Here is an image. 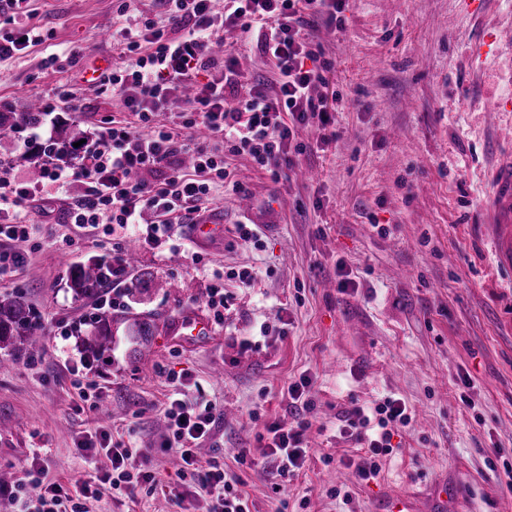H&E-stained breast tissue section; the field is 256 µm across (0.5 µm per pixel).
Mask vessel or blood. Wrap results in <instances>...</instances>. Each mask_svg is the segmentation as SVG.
Returning a JSON list of instances; mask_svg holds the SVG:
<instances>
[{
	"mask_svg": "<svg viewBox=\"0 0 512 512\" xmlns=\"http://www.w3.org/2000/svg\"><path fill=\"white\" fill-rule=\"evenodd\" d=\"M486 224L494 234V254L504 268L512 269V146H502L495 155L489 187L480 204ZM192 236L198 243H209L224 236V214L214 211L194 225ZM168 333L183 343H199L213 335L214 329L200 310L174 318Z\"/></svg>",
	"mask_w": 512,
	"mask_h": 512,
	"instance_id": "1",
	"label": "vessel or blood"
}]
</instances>
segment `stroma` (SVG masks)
I'll return each instance as SVG.
<instances>
[{"instance_id":"1","label":"stroma","mask_w":512,"mask_h":512,"mask_svg":"<svg viewBox=\"0 0 512 512\" xmlns=\"http://www.w3.org/2000/svg\"><path fill=\"white\" fill-rule=\"evenodd\" d=\"M31 0L32 21L50 31L36 46L0 62V112L44 103L39 123L0 132V160L27 175L38 158L24 142L89 136L106 117L124 119L118 96L93 78L119 60V33L148 17L158 0ZM333 68L316 89L334 107L336 136L298 127L292 165L272 177L249 156L229 159L238 190L216 201L224 238L191 252L158 250L129 239L138 255L122 276V299L109 315L112 352L99 363L100 405L89 412L65 358L84 355L94 329V299L78 298L70 264L106 257L108 238L67 224V193L51 223H35L41 245L26 268L0 277V297L23 293L37 314L42 348L0 349V469L16 470L39 450L51 481L78 491L90 468L74 434L100 425L146 449L161 482H176L177 458L164 449L163 410L170 373L188 370L221 409L201 463L213 457L241 479L252 512H380L403 495L425 512L440 490L448 512H512L504 462H512V272L494 256L480 201L497 138L512 131V112L489 100L512 98V0H349L343 25L311 20L305 28ZM238 70L272 82L256 41L234 29L218 35ZM75 50L77 66L48 64L49 52ZM81 89L82 111L60 92ZM264 218L261 245L242 244L233 226L244 203ZM257 278L242 285L235 271ZM354 287L340 288L342 277ZM224 285V322L203 344L168 334L172 318L204 308L212 284ZM78 325L56 336L49 322ZM153 324L141 348L136 321ZM287 335H279V328ZM312 380L309 453L302 472L273 488L260 464L257 436L267 422H292L289 382ZM413 411L392 438L378 480L359 482L342 459L356 444L339 436L340 418L384 397ZM250 459L238 461V449ZM349 487L351 504L331 497ZM90 512H177L169 495L132 498L104 490Z\"/></svg>"}]
</instances>
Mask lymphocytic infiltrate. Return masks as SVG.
<instances>
[{"label": "lymphocytic infiltrate", "mask_w": 512, "mask_h": 512, "mask_svg": "<svg viewBox=\"0 0 512 512\" xmlns=\"http://www.w3.org/2000/svg\"><path fill=\"white\" fill-rule=\"evenodd\" d=\"M167 28L143 20L136 32H125L122 61L100 72L95 82L119 96L129 121H101L90 138L65 162L48 158L38 181L18 178L0 162V277L28 265L33 248L32 215H46L50 190L83 188L72 198L68 223L102 230L112 239V278L120 280L124 264V232L137 224L143 211L156 220L141 234L145 245L159 248L169 240L174 219H197L203 205L229 177L228 158L246 155L261 169L277 174L289 162L288 148L297 126L313 122L321 127L335 117L323 97L314 96L331 64L306 42L301 30L308 19L341 21L348 0H231L224 13H215L211 0H159ZM24 0H0V60L46 43L48 35L29 23ZM176 36H169V29ZM227 28L256 33L261 56L271 65L274 85L260 82L244 87L231 53L216 55L213 38ZM184 100L187 116L178 120L172 106ZM204 128L205 139L187 143L182 129ZM191 155L184 167L183 155ZM168 167V174L150 180V173ZM173 390L164 410L168 434L165 447L174 449L180 479L197 484L207 494L204 512H252L239 488L240 478L225 470L223 461L198 462V449L209 440L218 407L205 390L194 385L190 372L172 379ZM311 382L302 376L287 386L293 423L275 420L265 425L258 440L262 457L280 477L302 470L307 450L306 418L311 408ZM412 412L405 402L386 397L372 411L358 407L345 415L341 435L360 446L346 467L368 483L378 478L382 463L394 448L395 430L408 427ZM76 453L95 472L72 495L58 482H45V464L31 454L8 492L23 503V512H88L86 502L103 486L133 496L142 487L156 488L148 455L113 439L97 427L75 435ZM109 465L97 468L99 457Z\"/></svg>", "instance_id": "f902f5d3"}]
</instances>
